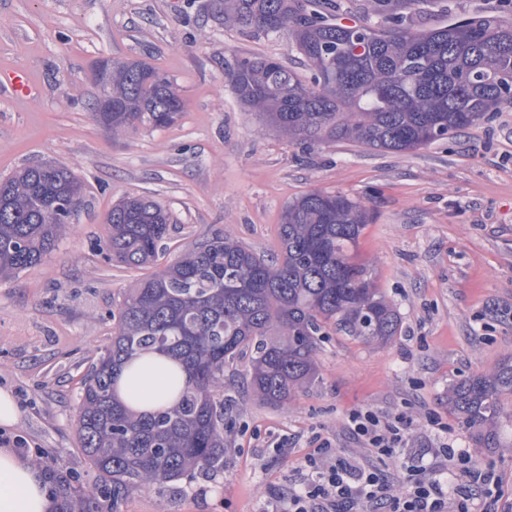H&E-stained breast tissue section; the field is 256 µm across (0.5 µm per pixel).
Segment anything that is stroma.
Returning a JSON list of instances; mask_svg holds the SVG:
<instances>
[{"instance_id": "obj_1", "label": "stroma", "mask_w": 512, "mask_h": 512, "mask_svg": "<svg viewBox=\"0 0 512 512\" xmlns=\"http://www.w3.org/2000/svg\"><path fill=\"white\" fill-rule=\"evenodd\" d=\"M507 0H426L417 28L463 16H500ZM221 0H0V179L53 161L84 184L56 250L0 281V390L15 397L30 462L65 487L98 484L77 443L79 393L98 352L112 343L128 290L191 250L229 232L263 258L277 254L289 202L312 190L365 206L358 258L393 303L401 333L388 345L332 333L317 353L318 379L289 402L260 401L240 358L224 369V470L198 471L139 489L118 512H267L299 487L309 442L380 466L394 493L401 463L437 467L442 443L500 477L512 503V398L503 400V447H476L448 407L456 380L512 356V106L412 153L349 142L309 148L266 126L238 99L230 74L243 58L272 57L297 72L287 32L225 23ZM140 60L164 72L183 111L171 126L119 133L92 116L97 61ZM27 72L34 91L3 84ZM152 197L172 215L156 261L141 269L107 258L112 206ZM398 413L412 424L395 457L379 459L346 430L350 412ZM287 440L283 450L273 442Z\"/></svg>"}]
</instances>
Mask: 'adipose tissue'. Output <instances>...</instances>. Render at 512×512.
<instances>
[{
  "mask_svg": "<svg viewBox=\"0 0 512 512\" xmlns=\"http://www.w3.org/2000/svg\"><path fill=\"white\" fill-rule=\"evenodd\" d=\"M173 359L146 353L123 367L117 379L119 399L138 412L170 405L169 367ZM52 496L44 474L14 449L0 448V512H50Z\"/></svg>",
  "mask_w": 512,
  "mask_h": 512,
  "instance_id": "ef3b65f1",
  "label": "adipose tissue"
}]
</instances>
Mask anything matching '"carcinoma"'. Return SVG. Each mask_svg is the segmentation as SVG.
Returning <instances> with one entry per match:
<instances>
[{
  "label": "carcinoma",
  "instance_id": "obj_1",
  "mask_svg": "<svg viewBox=\"0 0 512 512\" xmlns=\"http://www.w3.org/2000/svg\"><path fill=\"white\" fill-rule=\"evenodd\" d=\"M380 19L343 24L320 0H224V22L288 32L309 75L275 58L242 59L230 74L239 100L269 124L309 143L349 141L407 153L512 105V12L418 30L420 0H369ZM95 120L112 132L177 121L173 82L136 60L112 62ZM82 182L63 165L27 166L0 181V279L41 263L68 224ZM370 215L341 195L310 191L285 207L281 258L269 261L229 233L215 234L144 278L126 296L112 344L79 394L77 438L98 473L96 490H65L59 512H103L132 492L206 468L224 470V403L213 393L224 365L251 351L250 383L265 403L283 404L317 374L320 337L333 328L388 344L401 319L357 260ZM109 258L139 268L155 261L171 215L149 196L128 197L107 217ZM178 360L187 386L153 415L114 394L122 364L141 352ZM512 396V357L448 387V407L479 448H499L501 398Z\"/></svg>",
  "mask_w": 512,
  "mask_h": 512
}]
</instances>
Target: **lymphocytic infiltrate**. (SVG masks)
<instances>
[{"instance_id": "1", "label": "lymphocytic infiltrate", "mask_w": 512, "mask_h": 512, "mask_svg": "<svg viewBox=\"0 0 512 512\" xmlns=\"http://www.w3.org/2000/svg\"><path fill=\"white\" fill-rule=\"evenodd\" d=\"M347 430L363 447L380 455L393 454L402 440L396 421L369 410L352 412ZM440 454L465 478L464 486L447 492L440 478L416 466L408 489L395 495L382 471L357 457L339 458L329 441L320 440L306 457L303 488L281 495L278 512H498L503 494L497 477L450 444H443ZM477 492L484 499L479 511L473 506Z\"/></svg>"}]
</instances>
